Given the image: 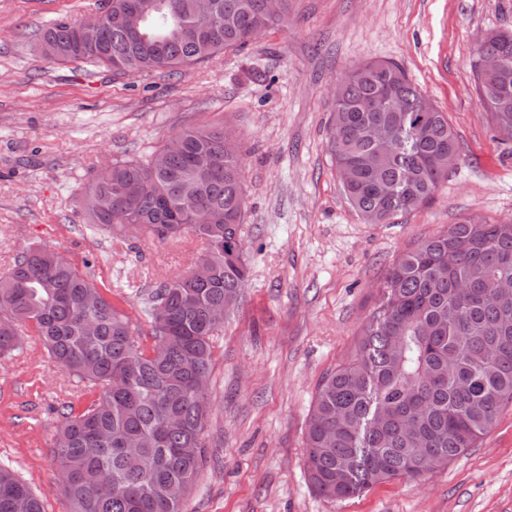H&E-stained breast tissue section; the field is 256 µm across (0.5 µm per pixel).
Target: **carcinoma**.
Instances as JSON below:
<instances>
[{
  "mask_svg": "<svg viewBox=\"0 0 512 512\" xmlns=\"http://www.w3.org/2000/svg\"><path fill=\"white\" fill-rule=\"evenodd\" d=\"M135 0H105L101 27L42 30L53 62L82 60L124 76L171 69L245 46L288 25L293 0H208L218 16L199 27L201 0H163L134 41L121 15ZM484 56L504 69L485 75ZM479 102L495 138L512 149V32L492 31L472 62ZM395 61L370 60L341 78L328 149L348 172L342 186L367 224H389L430 199L461 159L445 113L431 106ZM142 160H118L87 188L91 231L159 239L190 228L208 248L197 276L164 281L144 299L154 331L146 348L125 312L48 247L18 255L0 279V359L20 349L29 324L50 362L99 394L63 414L56 448L67 512H185L207 463L213 311L237 306L250 277L241 236L245 199L234 137L222 126L178 134ZM512 221L469 217L402 253L381 280L350 357L321 380L309 410L304 457L311 488L341 500L448 466L486 435L512 404ZM176 421V428L167 422ZM106 478L116 493L93 484ZM0 512H44L40 497L0 465Z\"/></svg>",
  "mask_w": 512,
  "mask_h": 512,
  "instance_id": "1",
  "label": "carcinoma"
}]
</instances>
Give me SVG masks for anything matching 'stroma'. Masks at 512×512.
<instances>
[{
    "instance_id": "1",
    "label": "stroma",
    "mask_w": 512,
    "mask_h": 512,
    "mask_svg": "<svg viewBox=\"0 0 512 512\" xmlns=\"http://www.w3.org/2000/svg\"><path fill=\"white\" fill-rule=\"evenodd\" d=\"M101 3L0 0V277L17 254L53 248L151 346L146 293L188 271L205 243L190 230L128 242L90 233L85 189L101 166L144 158L181 131L232 128L252 274L214 338L208 459L187 512H512V405L447 467L341 501L311 489L303 456L316 387L353 349L395 258L465 216L512 219V154L494 138L471 70L478 40L512 29V0H294L288 27L174 73L120 77L41 57L43 28ZM371 59L404 66L447 112L463 157L431 200L389 224L352 209L327 147L332 85ZM94 396L51 364L32 327L0 360V463L44 512H67L54 457L63 409L82 411Z\"/></svg>"
}]
</instances>
